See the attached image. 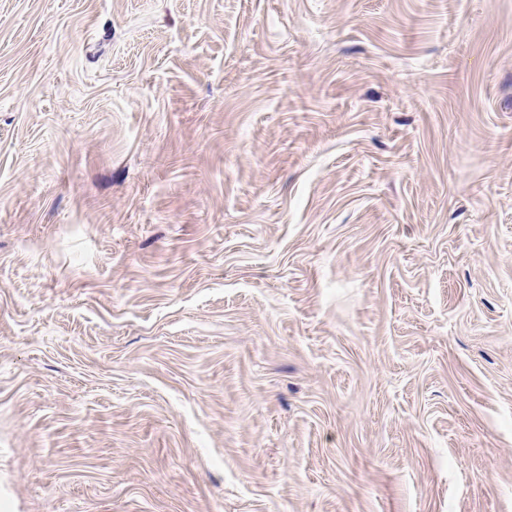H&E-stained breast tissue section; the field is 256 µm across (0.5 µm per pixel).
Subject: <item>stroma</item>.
<instances>
[{"label":"stroma","mask_w":512,"mask_h":512,"mask_svg":"<svg viewBox=\"0 0 512 512\" xmlns=\"http://www.w3.org/2000/svg\"><path fill=\"white\" fill-rule=\"evenodd\" d=\"M0 512H512V0H0Z\"/></svg>","instance_id":"1"}]
</instances>
